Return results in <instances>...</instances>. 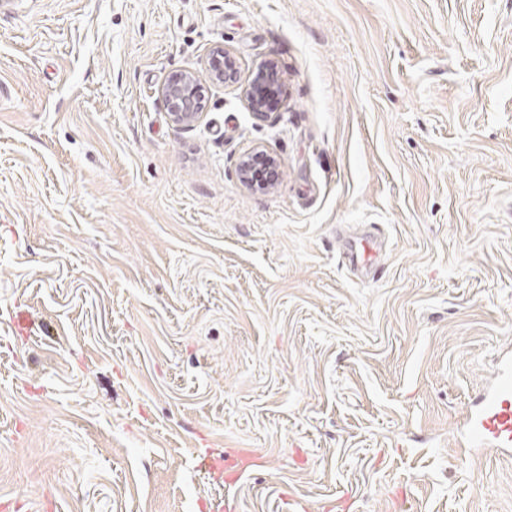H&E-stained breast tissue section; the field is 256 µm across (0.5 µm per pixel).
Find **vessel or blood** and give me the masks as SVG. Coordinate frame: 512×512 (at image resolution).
<instances>
[{"label": "vessel or blood", "instance_id": "b4317fda", "mask_svg": "<svg viewBox=\"0 0 512 512\" xmlns=\"http://www.w3.org/2000/svg\"><path fill=\"white\" fill-rule=\"evenodd\" d=\"M460 446L474 450H512V354L496 361L491 385L465 417Z\"/></svg>", "mask_w": 512, "mask_h": 512}]
</instances>
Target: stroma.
<instances>
[{
  "instance_id": "stroma-1",
  "label": "stroma",
  "mask_w": 512,
  "mask_h": 512,
  "mask_svg": "<svg viewBox=\"0 0 512 512\" xmlns=\"http://www.w3.org/2000/svg\"><path fill=\"white\" fill-rule=\"evenodd\" d=\"M509 350L512 0H0L6 512H512ZM210 79L216 83H236L238 71L235 61L224 49L223 45H216L211 49ZM277 71L273 64L264 63L254 78L243 89V95L251 112L262 116L267 112L264 85L270 80L277 81ZM159 93L173 123L193 127L203 120L205 97L199 78L194 74H173L161 85ZM460 447L470 450L512 451V354L496 361L492 384L465 417Z\"/></svg>"
}]
</instances>
